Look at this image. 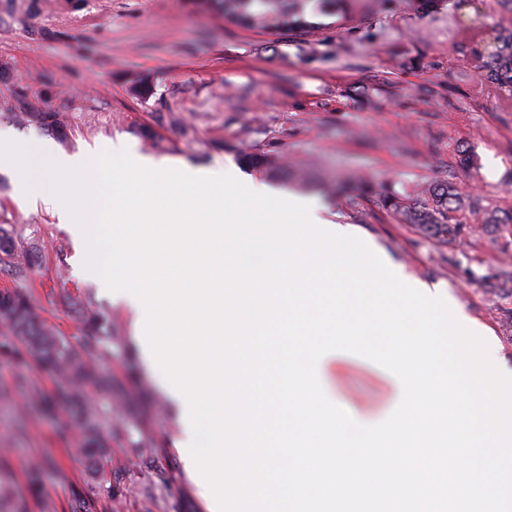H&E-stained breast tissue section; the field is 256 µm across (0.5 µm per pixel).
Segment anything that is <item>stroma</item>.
I'll list each match as a JSON object with an SVG mask.
<instances>
[{
  "mask_svg": "<svg viewBox=\"0 0 512 512\" xmlns=\"http://www.w3.org/2000/svg\"><path fill=\"white\" fill-rule=\"evenodd\" d=\"M336 15L313 14L314 34L242 28L198 0H0V127L36 144L43 127L25 112L63 113L66 152L122 139L143 154L194 167H235L244 177L324 206L339 223L385 252L409 276L439 284L487 327L512 365V295L500 293L503 247L512 228L481 233L489 212H512V106L471 89L472 25L512 20L496 0H343ZM290 163L288 175L245 166L241 152ZM449 183L469 194L455 217L467 231L441 245L379 202L383 190ZM0 224L37 239L42 251L16 275L0 267V290L30 293L40 317L72 340L86 331L60 294L91 299L125 336L131 352L100 365L148 407L151 438L112 449V480L136 458L154 501L127 498L112 512H209L173 446L181 424L144 368L134 317L96 282L78 276L79 247L45 209L22 206L14 175L0 171ZM38 387L53 401L58 380L34 364L0 355V480L13 492L0 512H39L38 496L70 512L73 482L89 477L80 429L65 408L44 415L29 400ZM325 394L369 425L393 411L397 392L380 365L349 353L322 380ZM165 457L149 469L156 446ZM40 483L31 487L32 464Z\"/></svg>",
  "mask_w": 512,
  "mask_h": 512,
  "instance_id": "stroma-1",
  "label": "stroma"
}]
</instances>
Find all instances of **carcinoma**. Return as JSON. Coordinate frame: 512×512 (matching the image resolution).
Instances as JSON below:
<instances>
[{
	"instance_id": "cac0c4a2",
	"label": "carcinoma",
	"mask_w": 512,
	"mask_h": 512,
	"mask_svg": "<svg viewBox=\"0 0 512 512\" xmlns=\"http://www.w3.org/2000/svg\"><path fill=\"white\" fill-rule=\"evenodd\" d=\"M310 0H212L213 7L227 18L245 27L269 30L309 32L315 28L307 20ZM488 49V64L476 67L478 84L497 98L512 101V29L494 27L488 36H480ZM39 120L46 131L61 135L67 127L59 112H40ZM242 160L253 168H263L280 175L288 170L268 157L247 153ZM383 205L416 225L423 234L440 242L455 240L464 230L450 223L449 213L463 205V194L448 184L428 185L415 193L400 194L387 190ZM38 241L21 238L0 225V263L15 268L20 275L30 260L38 256ZM92 329L89 337L73 342L49 328L34 312L30 296L23 290L0 291V323L11 328V335L0 336V351L28 360L60 376L66 383L64 396L81 408L82 446L93 453L109 448L118 441L129 448H139L147 435L150 417L128 406L122 392L102 394L93 401L85 399V389L94 385L98 365L124 349L123 337L114 335L112 320L90 300L81 307ZM151 497L140 481L130 479L121 486L103 479L97 484L72 489V512H98L102 500L126 497Z\"/></svg>"
}]
</instances>
